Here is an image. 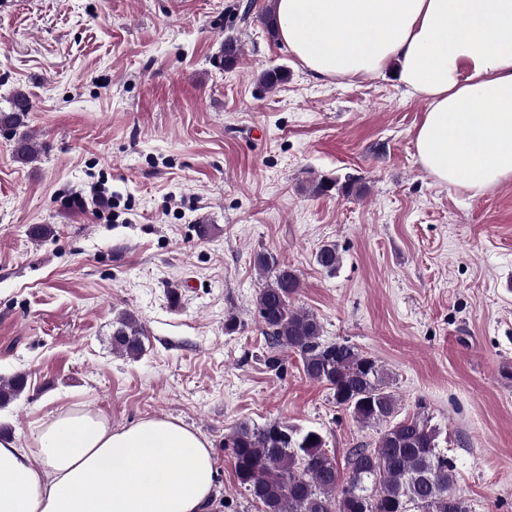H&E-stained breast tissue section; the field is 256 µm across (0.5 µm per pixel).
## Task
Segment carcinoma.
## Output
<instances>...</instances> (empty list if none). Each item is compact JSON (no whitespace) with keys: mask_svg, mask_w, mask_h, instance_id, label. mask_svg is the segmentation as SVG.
I'll use <instances>...</instances> for the list:
<instances>
[{"mask_svg":"<svg viewBox=\"0 0 512 512\" xmlns=\"http://www.w3.org/2000/svg\"><path fill=\"white\" fill-rule=\"evenodd\" d=\"M287 80L283 67L260 76L269 90ZM31 108L29 97L16 92L11 111L0 112V126H23ZM40 153L28 134L18 137L17 161L33 163ZM333 184L320 179L310 183L308 191L322 195ZM334 185L346 195L361 191L350 177ZM315 260L326 272H335L340 263L336 244L322 245ZM253 263L266 278L256 309L269 343L299 355L305 375L328 386L336 405L356 422L379 428L374 447L349 451L343 476L321 431L279 421L263 426L237 423L224 447L231 449L237 482L260 512H470L466 501L453 492V461L442 450L441 428L431 423L424 406L400 416L398 398L380 361L347 340L323 341L318 318L293 305L300 288L296 271L267 251L257 252ZM143 336L135 315L125 312L115 321L112 349L136 358L144 349ZM27 386L24 374L0 378V407ZM312 436L316 440H310Z\"/></svg>","mask_w":512,"mask_h":512,"instance_id":"cac0c4a2","label":"carcinoma"}]
</instances>
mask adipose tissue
<instances>
[{
    "mask_svg": "<svg viewBox=\"0 0 512 512\" xmlns=\"http://www.w3.org/2000/svg\"><path fill=\"white\" fill-rule=\"evenodd\" d=\"M278 36L314 76L394 73L425 104L416 156L480 195L512 180V0H275ZM208 441L160 417L114 427L63 407L32 443L0 437V512H206Z\"/></svg>",
    "mask_w": 512,
    "mask_h": 512,
    "instance_id": "ef3b65f1",
    "label": "adipose tissue"
}]
</instances>
